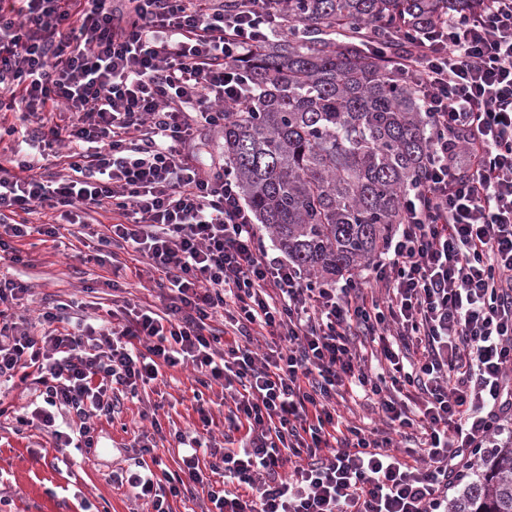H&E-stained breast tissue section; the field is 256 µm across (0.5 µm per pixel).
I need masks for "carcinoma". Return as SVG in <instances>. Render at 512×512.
<instances>
[{"instance_id":"obj_1","label":"carcinoma","mask_w":512,"mask_h":512,"mask_svg":"<svg viewBox=\"0 0 512 512\" xmlns=\"http://www.w3.org/2000/svg\"><path fill=\"white\" fill-rule=\"evenodd\" d=\"M441 4L288 0V39L240 63L252 96L219 129L224 162L302 270L353 276L396 233L402 196L425 175L429 125L416 77L392 57L406 46L404 28ZM453 512H512V446L481 459Z\"/></svg>"}]
</instances>
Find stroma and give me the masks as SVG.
I'll use <instances>...</instances> for the list:
<instances>
[{"label": "stroma", "mask_w": 512, "mask_h": 512, "mask_svg": "<svg viewBox=\"0 0 512 512\" xmlns=\"http://www.w3.org/2000/svg\"><path fill=\"white\" fill-rule=\"evenodd\" d=\"M22 263H0V273L28 281L34 289L32 310L55 307L60 301H76L73 315H97L112 304L108 279L111 264H98L95 247L86 239L66 236L63 243L31 236L20 242ZM127 270L118 285L132 299L159 305L154 272L120 253ZM34 392L22 384L6 398L12 411L0 417V512H146L139 500L114 482L113 477L133 468L135 435L147 433L160 469H178L174 430L204 427L197 412L206 400L213 422L207 426L216 439H224L223 393L220 386L202 389L190 372L169 369L155 390L135 398H120L114 421H99L97 446L88 458L74 457L65 466L55 463L58 454L50 438L32 427L19 426L15 412Z\"/></svg>", "instance_id": "1"}]
</instances>
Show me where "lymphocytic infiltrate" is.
Returning a JSON list of instances; mask_svg holds the SVG:
<instances>
[{
	"label": "lymphocytic infiltrate",
	"instance_id": "f902f5d3",
	"mask_svg": "<svg viewBox=\"0 0 512 512\" xmlns=\"http://www.w3.org/2000/svg\"><path fill=\"white\" fill-rule=\"evenodd\" d=\"M283 14L284 0H0V112L15 116L0 131V260L109 204L120 220L99 245L146 258L166 302L32 322L19 314L30 285L1 276L0 399L41 386L19 424L87 454L113 393L189 369L234 404L225 446L178 431V472L140 463L124 482L151 512L210 473L222 483L201 512H450L473 456L512 443V0H444L408 37L399 66L420 75L430 162L368 291L269 254L224 163L194 159L199 130L247 100L237 62ZM60 147L66 174L35 172L32 154ZM40 208L54 220L29 223ZM358 336L377 337L375 365ZM348 384L389 435L340 414ZM409 430L424 446L403 459L393 437Z\"/></svg>",
	"mask_w": 512,
	"mask_h": 512
}]
</instances>
